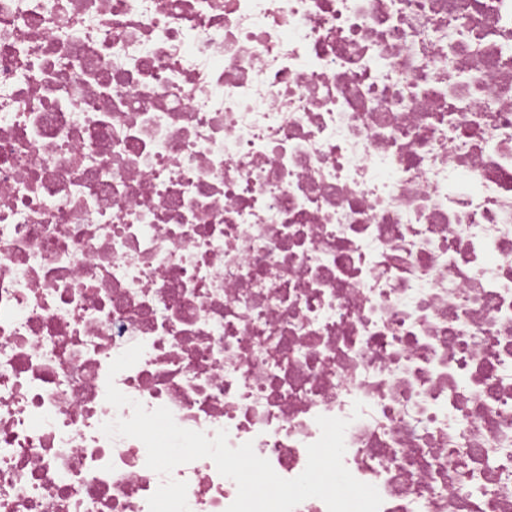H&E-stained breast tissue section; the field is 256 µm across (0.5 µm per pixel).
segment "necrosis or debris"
Here are the masks:
<instances>
[{"instance_id":"necrosis-or-debris-1","label":"necrosis or debris","mask_w":512,"mask_h":512,"mask_svg":"<svg viewBox=\"0 0 512 512\" xmlns=\"http://www.w3.org/2000/svg\"><path fill=\"white\" fill-rule=\"evenodd\" d=\"M110 379L512 512V0H0V512H226L102 433Z\"/></svg>"}]
</instances>
